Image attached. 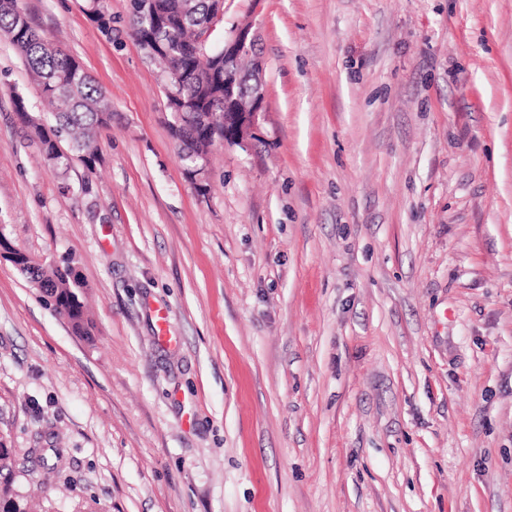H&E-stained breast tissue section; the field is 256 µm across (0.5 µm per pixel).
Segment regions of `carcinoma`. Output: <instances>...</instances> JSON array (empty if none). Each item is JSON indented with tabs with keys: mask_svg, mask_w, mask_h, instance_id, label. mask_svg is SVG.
I'll list each match as a JSON object with an SVG mask.
<instances>
[{
	"mask_svg": "<svg viewBox=\"0 0 512 512\" xmlns=\"http://www.w3.org/2000/svg\"><path fill=\"white\" fill-rule=\"evenodd\" d=\"M100 31L112 37V15L101 4L91 6ZM211 0H162L166 22L141 19L132 13L129 31L135 40L147 38L161 47L153 57L162 73L174 69L185 77L174 90L193 101L174 121V137L182 143L179 160L186 169L198 162L208 164L214 146V127L224 117V98L215 95L212 74L216 50L201 47L199 37L211 22ZM0 35L6 36L26 61L41 96L52 107L53 123L45 125L31 118L25 98L14 96L15 111L21 123L31 130L46 161L65 172L78 157L87 170H93L97 153L90 151L98 135L112 125V104L91 77L59 45L40 33L21 15L18 0H0ZM19 272L34 282L47 304L69 320L80 336L90 335L82 302L85 285L75 261L66 258L61 265L21 268ZM39 465L55 470L62 461L58 448H34ZM22 474L15 470L12 449L0 445V508L3 512H32L27 496L19 489Z\"/></svg>",
	"mask_w": 512,
	"mask_h": 512,
	"instance_id": "1",
	"label": "carcinoma"
}]
</instances>
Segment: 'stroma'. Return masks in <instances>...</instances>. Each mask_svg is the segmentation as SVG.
<instances>
[{
  "instance_id": "1",
  "label": "stroma",
  "mask_w": 512,
  "mask_h": 512,
  "mask_svg": "<svg viewBox=\"0 0 512 512\" xmlns=\"http://www.w3.org/2000/svg\"><path fill=\"white\" fill-rule=\"evenodd\" d=\"M18 5L112 102L94 172L54 170L0 36V228L74 257L92 322L0 259V443L35 512H512V0H224L208 42L252 23L264 116L205 196L130 0L108 37L89 0Z\"/></svg>"
}]
</instances>
